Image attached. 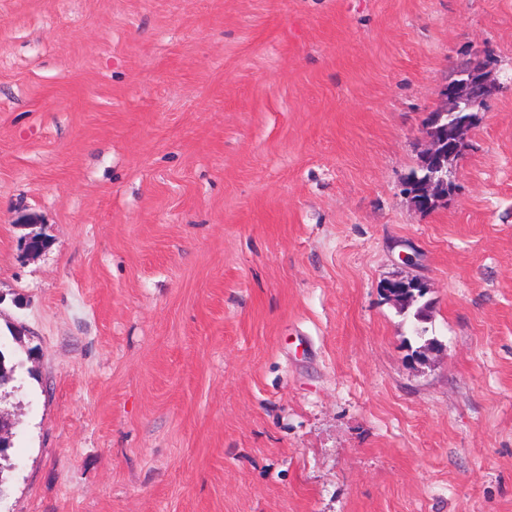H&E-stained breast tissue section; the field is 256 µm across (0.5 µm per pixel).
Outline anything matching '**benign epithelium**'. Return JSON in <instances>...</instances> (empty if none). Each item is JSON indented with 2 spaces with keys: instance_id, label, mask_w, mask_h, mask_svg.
Masks as SVG:
<instances>
[{
  "instance_id": "obj_1",
  "label": "benign epithelium",
  "mask_w": 512,
  "mask_h": 512,
  "mask_svg": "<svg viewBox=\"0 0 512 512\" xmlns=\"http://www.w3.org/2000/svg\"><path fill=\"white\" fill-rule=\"evenodd\" d=\"M491 67L492 59L486 57L460 69L444 89L446 106L427 114L424 132L429 148L423 158L431 172L418 186H404L411 203L421 213L435 208L454 188L453 162L465 147V132L496 91L490 79ZM426 290L427 284L418 276L390 279L383 285L386 297L403 311Z\"/></svg>"
}]
</instances>
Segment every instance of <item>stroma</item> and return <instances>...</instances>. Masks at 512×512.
<instances>
[{"mask_svg":"<svg viewBox=\"0 0 512 512\" xmlns=\"http://www.w3.org/2000/svg\"><path fill=\"white\" fill-rule=\"evenodd\" d=\"M0 349V512H512V0H0ZM491 67L492 59L487 56L460 69L444 89L446 106L427 114L424 132L429 148L422 157L431 172L418 186H403L421 213L435 208L454 188L453 162L465 147V132L496 91L489 75ZM427 284L418 276L387 280L383 285L384 294L397 303L404 312L426 294Z\"/></svg>","mask_w":512,"mask_h":512,"instance_id":"1","label":"stroma"}]
</instances>
